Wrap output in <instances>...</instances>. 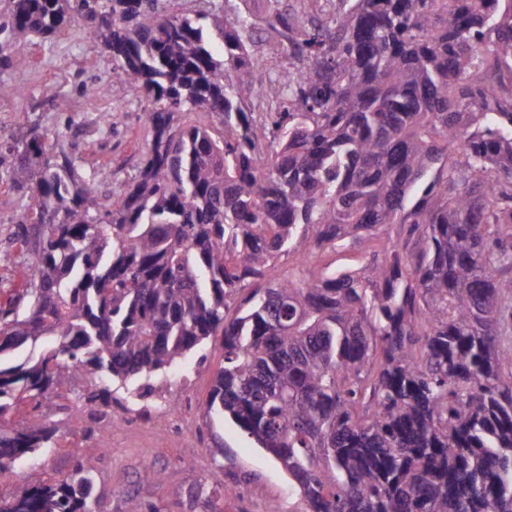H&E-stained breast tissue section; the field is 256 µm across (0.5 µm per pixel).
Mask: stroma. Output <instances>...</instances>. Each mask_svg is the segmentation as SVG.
<instances>
[{
	"label": "stroma",
	"instance_id": "obj_1",
	"mask_svg": "<svg viewBox=\"0 0 512 512\" xmlns=\"http://www.w3.org/2000/svg\"><path fill=\"white\" fill-rule=\"evenodd\" d=\"M315 0H174L181 14L195 16L213 5L226 12L251 11L255 25L250 38L253 66L270 74L295 64L288 48L272 33L276 12L294 11L311 16ZM25 67H0V84L17 87L14 95L0 96V144L35 131L46 145L71 148L82 170L91 174L107 197L138 173L147 131L138 118L137 92L126 90L104 99L83 96L79 85L87 78L112 82V57L94 50L82 25H68L64 35L33 39L23 49ZM111 111L112 125L104 127L100 114ZM33 204L29 192H8L0 180V297L22 288L29 260L11 240V232L24 210ZM219 345H212L206 362L190 358L160 379L165 392L183 399L180 428L157 425L165 411L157 402L147 418L131 419L129 411L113 406L110 417L97 424L93 437H85L90 415L68 410L78 392L86 390L74 378L53 397L51 421L58 426V445L46 449L36 461L20 460L0 472V493L21 487L31 467L44 479L66 474L74 454L94 459L101 512H127L130 498L150 501L161 512H303L304 501L288 475L262 449L228 423L207 424L204 403L220 367ZM224 442V456L213 459V436ZM150 478H143V468Z\"/></svg>",
	"mask_w": 512,
	"mask_h": 512
}]
</instances>
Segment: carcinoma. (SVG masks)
Segmentation results:
<instances>
[{
	"instance_id": "1",
	"label": "carcinoma",
	"mask_w": 512,
	"mask_h": 512,
	"mask_svg": "<svg viewBox=\"0 0 512 512\" xmlns=\"http://www.w3.org/2000/svg\"><path fill=\"white\" fill-rule=\"evenodd\" d=\"M168 0H12L0 66L81 21L142 91L138 175L109 202L34 135L6 181L37 189L13 241L25 289L0 302V471L56 447L52 394L101 422L112 391L221 337L205 403L288 473L304 512H512V0H339L271 23L301 66L288 110L246 111L253 15ZM213 118L186 126L181 114ZM399 227L392 235L390 228ZM354 250L353 266L308 268ZM297 256L286 280L272 263ZM49 338L40 358L4 359ZM96 467L39 470L0 512H101Z\"/></svg>"
}]
</instances>
